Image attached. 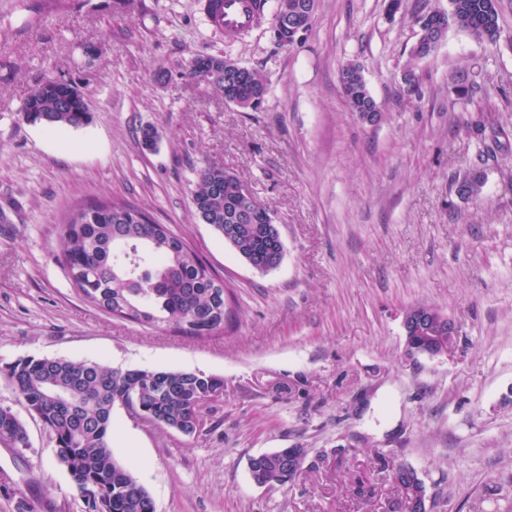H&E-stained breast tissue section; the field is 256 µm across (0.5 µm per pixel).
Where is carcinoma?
I'll list each match as a JSON object with an SVG mask.
<instances>
[{
    "mask_svg": "<svg viewBox=\"0 0 512 512\" xmlns=\"http://www.w3.org/2000/svg\"><path fill=\"white\" fill-rule=\"evenodd\" d=\"M448 10L421 14L426 28L445 37L455 27L490 44L499 37L495 0H448ZM436 41L424 35L410 52L403 83L408 96L421 93L415 62L434 53ZM339 81L351 111L368 123L383 118L361 68L348 64ZM265 100L268 85L256 70L245 72L240 92ZM21 115L30 124L53 129L89 124L92 112L76 88L48 79L25 99ZM484 175L473 166L453 177L461 199L480 195ZM240 181L231 171L207 165L198 173L192 205L198 218L214 228L243 260L260 264L274 257L276 234L270 224L250 216L249 200L239 194ZM61 264L75 288L92 305L141 326L161 324L187 336L213 316L226 318L224 281L179 235L158 223L146 210L112 200L92 201L71 210L62 227ZM8 380L29 411L54 435L58 461L66 467L85 512H154L152 500L133 473L115 458L110 440L112 411L125 407L138 418L191 435L197 430L198 399L224 379L203 371L116 370L95 361L27 358L10 366ZM0 444L26 448L29 436L15 414L0 407ZM280 448L268 456L262 481H291L279 460Z\"/></svg>",
    "mask_w": 512,
    "mask_h": 512,
    "instance_id": "cac0c4a2",
    "label": "carcinoma"
}]
</instances>
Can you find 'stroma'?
I'll list each match as a JSON object with an SVG mask.
<instances>
[{"label":"stroma","mask_w":512,"mask_h":512,"mask_svg":"<svg viewBox=\"0 0 512 512\" xmlns=\"http://www.w3.org/2000/svg\"><path fill=\"white\" fill-rule=\"evenodd\" d=\"M448 0H318L311 27L278 45L263 21L228 41L202 0H0V406L29 448L0 445V512L19 497L55 512L84 504L55 440L11 389L28 357L115 369L203 371L219 399L184 435L115 406L112 452L155 512H389L398 491L380 458L413 468L428 512H512V0H497L496 44L449 29L416 71V13ZM197 55L229 56L269 82L260 109L224 103L191 77ZM358 64L386 119L350 112L341 68ZM468 74L470 102L456 91ZM48 78L76 84L89 125L53 131L20 109ZM487 117L483 136L468 127ZM158 131L153 150L141 127ZM481 163L478 198L452 177ZM236 173L285 246L260 273L192 206L197 171ZM148 210L199 253L228 290L223 330L186 336L114 317L83 300L59 261L77 204ZM456 321L450 353L406 346L415 306ZM302 448L295 482L257 486L249 460ZM420 32L421 37V30L422 27L420 24H415ZM419 37V39H420ZM418 39V40H419ZM410 52V61L406 64L404 67V73H403V83L405 86V91L408 96L412 97H420L421 88L419 83V78L417 76L416 68L414 61H419L421 59H424L428 56H430L432 53H434L437 48L439 47L440 43H437V41L432 40L431 37L428 35H423L419 41H417Z\"/></svg>","instance_id":"stroma-1"}]
</instances>
